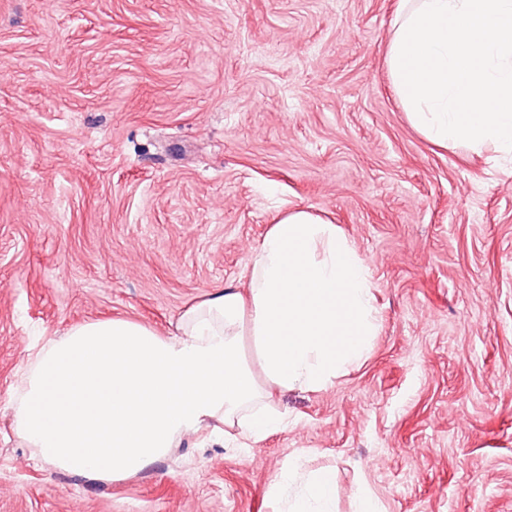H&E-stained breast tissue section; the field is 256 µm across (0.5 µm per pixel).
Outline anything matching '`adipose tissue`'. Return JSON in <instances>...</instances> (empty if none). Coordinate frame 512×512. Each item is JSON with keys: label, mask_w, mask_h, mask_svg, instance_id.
<instances>
[{"label": "adipose tissue", "mask_w": 512, "mask_h": 512, "mask_svg": "<svg viewBox=\"0 0 512 512\" xmlns=\"http://www.w3.org/2000/svg\"><path fill=\"white\" fill-rule=\"evenodd\" d=\"M378 324L363 257L330 221L296 209L259 241L244 287L203 296L169 335L95 321L30 354L15 429L56 468L110 481L205 428L259 441L283 426L275 391L324 389L365 356ZM299 469L288 462L270 495L288 512H335L334 473Z\"/></svg>", "instance_id": "adipose-tissue-1"}]
</instances>
